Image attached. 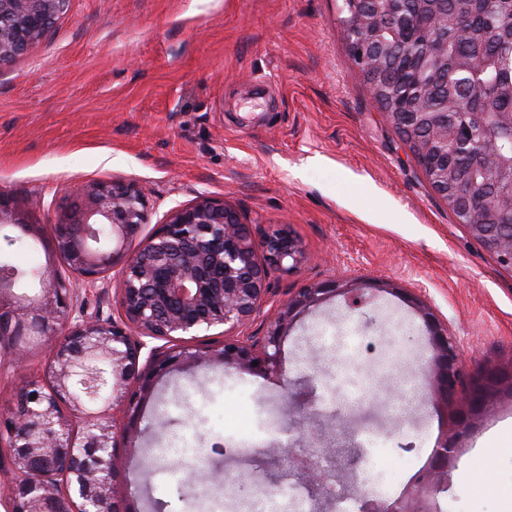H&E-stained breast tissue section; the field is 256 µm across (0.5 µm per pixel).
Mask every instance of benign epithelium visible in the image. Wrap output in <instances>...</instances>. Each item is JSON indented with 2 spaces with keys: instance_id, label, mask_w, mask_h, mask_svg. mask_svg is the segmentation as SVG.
Wrapping results in <instances>:
<instances>
[{
  "instance_id": "7a95c632",
  "label": "benign epithelium",
  "mask_w": 512,
  "mask_h": 512,
  "mask_svg": "<svg viewBox=\"0 0 512 512\" xmlns=\"http://www.w3.org/2000/svg\"><path fill=\"white\" fill-rule=\"evenodd\" d=\"M70 0H0V66L39 42L65 14ZM405 0H341L339 24L350 57L368 79L379 78L390 40L407 36L404 71L416 70L448 43V0H432L418 19ZM435 88L408 89L396 98L397 111L383 110L425 180L442 199L448 170L464 159L472 177L454 186L455 212L468 217L470 237L497 262L512 269V224L495 223L512 211V113L457 112L458 99L439 97L442 111L417 112ZM76 205L62 209L53 224L54 252L87 286L120 270L118 303L123 320L87 318L74 307L75 289L47 264L34 272L38 292H18L14 276L0 271V373L10 375L26 360L36 336L50 346L49 379H31L16 403L0 413V454L10 460L12 482L7 512H130L117 497L112 477L122 464L115 430L138 434L145 400L163 377L187 367L222 364L249 374L284 376L282 346L309 311L335 299L359 313L382 294L400 298L422 320L432 352L426 369L434 402L454 399L461 354L447 324L415 295L386 282L365 284L341 277L300 289L283 304L261 343L229 335L262 307L269 270L290 271L303 259L296 238L284 228L253 238L249 225L224 202L204 197L173 210L165 223L137 248L132 240L147 216L136 185L123 181L81 184ZM38 234L0 195V229ZM224 326V347L185 346L150 350L139 365L144 339L172 341ZM512 398V362L486 364L471 375L462 418L472 426L497 401ZM455 448L442 441L426 464L394 498L369 497L367 512H431ZM315 453H292L293 470L319 503L330 501V478L314 465Z\"/></svg>"
}]
</instances>
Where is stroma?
Here are the masks:
<instances>
[{"label": "stroma", "instance_id": "stroma-1", "mask_svg": "<svg viewBox=\"0 0 512 512\" xmlns=\"http://www.w3.org/2000/svg\"><path fill=\"white\" fill-rule=\"evenodd\" d=\"M135 184L148 203L139 238L172 209L222 200L255 233L286 225L306 258L271 270L260 313L236 331L259 341L281 304L333 277L390 280L423 295L459 344L463 376L512 361V270L458 224L388 126L338 28L337 0H71L39 43L0 67V194L40 236L12 254L38 268L52 225L83 182ZM122 276L81 287L86 316L120 319ZM420 319L384 294L361 314L328 302L286 337L287 380L219 364L159 381L129 460L113 477L136 512H254L253 473L282 478L278 453L370 432L360 482L397 496L449 439L457 451L437 512H512V401L469 430L425 400ZM313 402L304 432L274 406ZM195 474L196 486L186 482Z\"/></svg>", "mask_w": 512, "mask_h": 512}]
</instances>
